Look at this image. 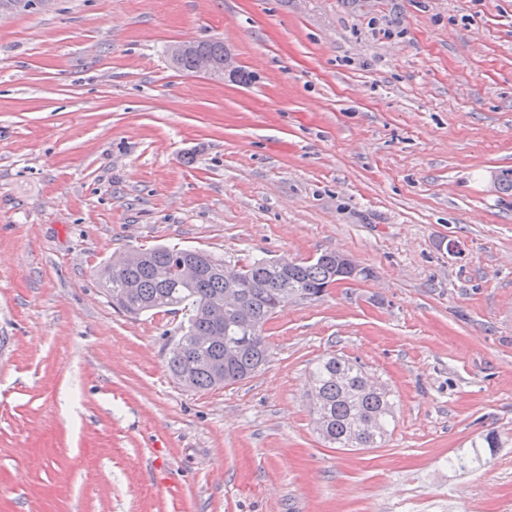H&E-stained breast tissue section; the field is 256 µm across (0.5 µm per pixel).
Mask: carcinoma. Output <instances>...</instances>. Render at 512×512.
I'll use <instances>...</instances> for the list:
<instances>
[{
	"label": "carcinoma",
	"mask_w": 512,
	"mask_h": 512,
	"mask_svg": "<svg viewBox=\"0 0 512 512\" xmlns=\"http://www.w3.org/2000/svg\"><path fill=\"white\" fill-rule=\"evenodd\" d=\"M224 63V43L216 40L188 45L173 68L193 73L198 58ZM340 255L323 253L309 261L292 262L288 271L277 263L257 258L229 267L224 258L205 250L163 245L125 251L97 271L100 287L112 306L138 317L147 313L190 310L188 325L168 360L172 377L182 387L206 392L250 378L269 358L264 326L293 298H318L336 284L371 276L363 268L353 273L339 267ZM201 265L198 277L186 282L182 266ZM231 270L240 299L224 306V319L209 317L210 304L224 300L225 270ZM201 336H222L219 344L203 346ZM236 349L230 359L225 346ZM364 367L341 356L317 362L310 372V395L316 397L327 426L322 440L336 448H379L394 417L393 392L385 384L372 387Z\"/></svg>",
	"instance_id": "1"
}]
</instances>
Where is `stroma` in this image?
Wrapping results in <instances>:
<instances>
[{
	"label": "stroma",
	"mask_w": 512,
	"mask_h": 512,
	"mask_svg": "<svg viewBox=\"0 0 512 512\" xmlns=\"http://www.w3.org/2000/svg\"><path fill=\"white\" fill-rule=\"evenodd\" d=\"M220 40L244 80L174 69ZM512 0H53L0 20V512H512ZM154 245L337 252L209 393L96 272ZM397 396L325 445L308 375ZM498 448L483 446L487 431ZM364 367L341 356L317 362L310 372V396L316 397L327 426L319 433L336 448H379L394 417L393 392L369 384Z\"/></svg>",
	"instance_id": "obj_1"
}]
</instances>
